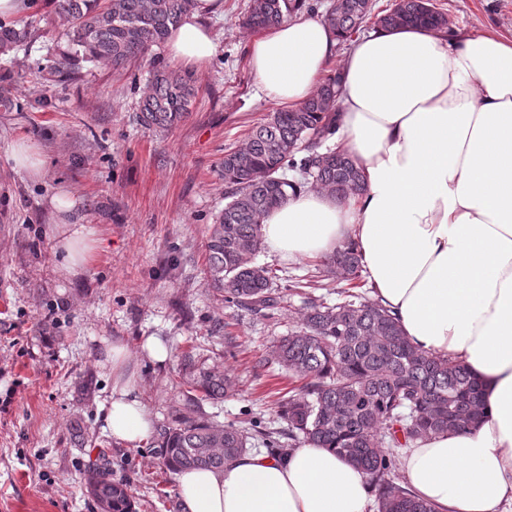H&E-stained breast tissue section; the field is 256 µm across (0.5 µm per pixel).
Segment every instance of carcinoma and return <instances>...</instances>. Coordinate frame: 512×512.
Segmentation results:
<instances>
[{"instance_id": "carcinoma-1", "label": "carcinoma", "mask_w": 512, "mask_h": 512, "mask_svg": "<svg viewBox=\"0 0 512 512\" xmlns=\"http://www.w3.org/2000/svg\"><path fill=\"white\" fill-rule=\"evenodd\" d=\"M305 0H252L243 26L259 30L283 21ZM51 13L66 20L70 54L122 68L163 44L195 6V0H48ZM371 0H340L323 20L341 42L365 27ZM380 28L419 27L452 37L445 12L432 0H401L377 16ZM33 38L27 23L0 21V55ZM337 77L329 76L313 96L292 110L270 115L254 126L243 146L224 154L227 202L211 225L206 248L207 278L224 300L269 317L279 308L277 276L257 262L262 222L288 200L300 173L305 184L338 198L356 197L365 186L356 160L324 148L336 134ZM195 96L189 73L157 67L139 102L140 121L149 130H167L189 113ZM361 257L348 243L325 256L319 274L292 281L288 290L305 296L297 330L278 340L270 356L301 385L277 402L286 426L261 420L222 424L202 412L205 403L236 393L234 378L214 368L186 369V412L165 427L155 450L169 471L219 468L248 450L250 440L283 455L299 442L333 448L361 469L375 496L377 512H433L416 499L396 466L399 451L449 429L477 425L485 410L482 382L460 362L412 345L399 320L361 291ZM343 284L330 305L312 291ZM87 493L99 512H135L131 485L112 479L105 454L85 473Z\"/></svg>"}]
</instances>
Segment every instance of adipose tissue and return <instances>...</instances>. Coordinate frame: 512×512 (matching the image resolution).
<instances>
[{
  "instance_id": "adipose-tissue-1",
  "label": "adipose tissue",
  "mask_w": 512,
  "mask_h": 512,
  "mask_svg": "<svg viewBox=\"0 0 512 512\" xmlns=\"http://www.w3.org/2000/svg\"><path fill=\"white\" fill-rule=\"evenodd\" d=\"M217 0H196L172 28L166 54L201 69L216 53L208 19ZM338 45L323 20L296 16L261 30L250 46L259 88L294 109L316 91ZM341 79L334 145L365 184L341 200L308 187L271 210L262 233L285 261L326 256L355 242L374 296L419 349L467 365L484 386L478 426L420 440L400 466L413 495L436 512L512 507V40L492 34L377 28L355 41ZM51 206L58 269L84 273L99 242L73 222L74 202ZM112 380L106 425L136 447L152 434L128 351H107ZM182 512H373L367 477L336 451L306 443L287 456L253 450L223 467L178 473Z\"/></svg>"
}]
</instances>
